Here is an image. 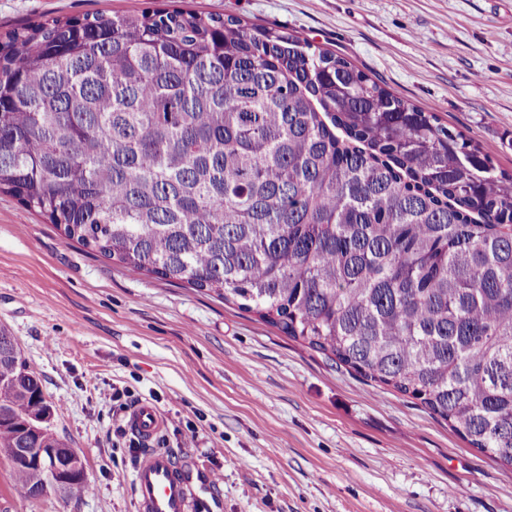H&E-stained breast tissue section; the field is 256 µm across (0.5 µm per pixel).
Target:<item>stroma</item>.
<instances>
[{
	"label": "stroma",
	"instance_id": "35a3bbf8",
	"mask_svg": "<svg viewBox=\"0 0 512 512\" xmlns=\"http://www.w3.org/2000/svg\"><path fill=\"white\" fill-rule=\"evenodd\" d=\"M183 8L347 58L512 173V0H0V40L56 16ZM0 325L39 375L91 492L31 499L0 450V512H135L139 455L112 430L152 402L158 446L212 477L221 512H512V468L419 401L256 316L90 253L0 194ZM198 428L183 447L187 424Z\"/></svg>",
	"mask_w": 512,
	"mask_h": 512
}]
</instances>
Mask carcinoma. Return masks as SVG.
Here are the masks:
<instances>
[{
  "mask_svg": "<svg viewBox=\"0 0 512 512\" xmlns=\"http://www.w3.org/2000/svg\"><path fill=\"white\" fill-rule=\"evenodd\" d=\"M0 193L512 466V175L348 59L183 9L21 26L0 41ZM50 409L0 326V449L63 447ZM9 462L30 498L53 467Z\"/></svg>",
  "mask_w": 512,
  "mask_h": 512,
  "instance_id": "obj_1",
  "label": "carcinoma"
}]
</instances>
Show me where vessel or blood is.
Masks as SVG:
<instances>
[{"instance_id":"obj_1","label":"vessel or blood","mask_w":512,"mask_h":512,"mask_svg":"<svg viewBox=\"0 0 512 512\" xmlns=\"http://www.w3.org/2000/svg\"><path fill=\"white\" fill-rule=\"evenodd\" d=\"M129 429L149 448L133 475L137 512H200L203 502L193 490V473L170 451L153 447L163 418L151 402L134 407L127 420Z\"/></svg>"}]
</instances>
